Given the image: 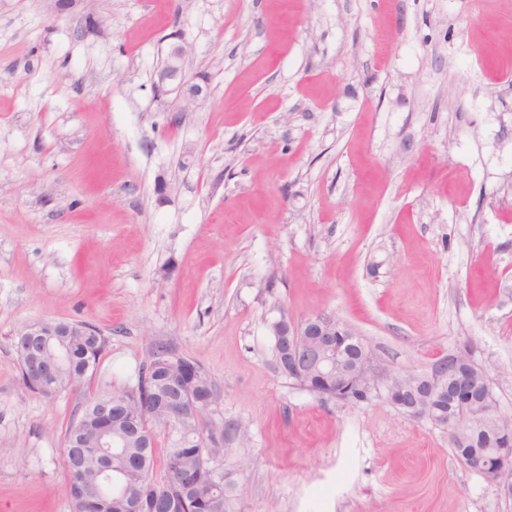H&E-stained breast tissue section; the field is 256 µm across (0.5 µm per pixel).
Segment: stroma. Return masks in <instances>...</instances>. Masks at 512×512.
<instances>
[{
    "mask_svg": "<svg viewBox=\"0 0 512 512\" xmlns=\"http://www.w3.org/2000/svg\"><path fill=\"white\" fill-rule=\"evenodd\" d=\"M320 313L395 372L470 344L512 415V0H0V512H70L68 426L159 347L215 382L245 512H512L446 429L275 372ZM44 320L107 340L51 397ZM186 50L184 46L174 45L168 55L167 61L157 75L156 86L164 90L169 85L176 84L182 93L183 101L194 103L203 97L204 89L200 84H185L183 72L185 66ZM94 335V330L80 321L38 322L17 334V336H30V342L27 344V366L32 375L38 376L42 380L53 375L58 365L68 356L67 349L62 345H59L53 351L50 350L45 336H68L67 343L72 356L69 361H66L58 369L54 378L51 380L56 384L59 392L77 386L90 372L94 370L106 345L104 337L100 336V347L98 352L95 354L94 359L89 357L84 359V336ZM48 350H50L53 355L51 359L46 357V352ZM16 353L20 361L22 379L25 385L29 389L39 392L38 389H36L29 381L26 362L23 359L22 351L18 347L16 349ZM39 393L45 396H53L58 392L48 391L46 393Z\"/></svg>",
    "mask_w": 512,
    "mask_h": 512,
    "instance_id": "1",
    "label": "stroma"
}]
</instances>
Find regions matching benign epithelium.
Returning a JSON list of instances; mask_svg holds the SVG:
<instances>
[{
    "mask_svg": "<svg viewBox=\"0 0 512 512\" xmlns=\"http://www.w3.org/2000/svg\"><path fill=\"white\" fill-rule=\"evenodd\" d=\"M186 50L177 44L157 75L156 86L163 90L175 84L183 101L194 103L203 97L199 84L183 81ZM278 347L276 372L296 380L307 389L329 394L360 392L369 400H383L407 417L425 419L448 429L453 447L465 448L483 434L492 440L499 435L512 436L507 429L497 430L503 420L490 399L492 379L483 373L472 354L460 348L438 362L428 372H394L377 361L360 334L346 323L326 314L309 316L297 323L284 319L270 325ZM30 337L27 344V366L31 374L46 379L68 356L67 349L58 346L49 351V336H92L94 330L80 321H43L20 332ZM494 464L488 465L483 456L469 453L465 468L483 477L499 492L512 497V444L492 449ZM67 480L79 504L94 502L97 483L102 473L83 470L65 463ZM129 512H158V494L142 495L130 500Z\"/></svg>",
    "mask_w": 512,
    "mask_h": 512,
    "instance_id": "7a95c632",
    "label": "benign epithelium"
}]
</instances>
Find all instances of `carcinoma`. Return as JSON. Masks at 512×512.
<instances>
[{
    "mask_svg": "<svg viewBox=\"0 0 512 512\" xmlns=\"http://www.w3.org/2000/svg\"><path fill=\"white\" fill-rule=\"evenodd\" d=\"M67 343L72 356L57 371L52 382L63 391L80 384L92 372L105 349L100 342L98 352L91 360L83 358L84 337L69 336ZM180 379L183 394L193 398L197 405H210L217 397V388L207 371L197 362L179 357L172 360L162 354L151 362L145 374H140L137 386L112 394H100L86 401L80 419L83 437L94 443L99 421L89 410V404L110 398L124 402L127 413L112 416V470L118 479L110 485H100V493L112 499V512H124V501L130 494L162 486L164 504L176 503L179 512H242L236 508L238 497L234 486L221 476L212 480L214 460L226 453L224 436L217 438L206 432L205 416L185 413L177 423V430L169 438L165 452L164 473L156 476L157 448L144 449L129 436L130 418L136 417L153 431L166 428L159 408L173 397L165 386L166 374Z\"/></svg>",
    "mask_w": 512,
    "mask_h": 512,
    "instance_id": "obj_1",
    "label": "carcinoma"
}]
</instances>
